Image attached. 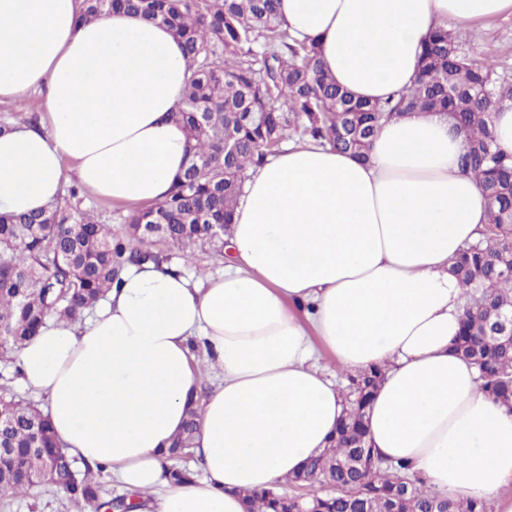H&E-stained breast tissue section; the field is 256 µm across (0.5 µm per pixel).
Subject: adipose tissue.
Wrapping results in <instances>:
<instances>
[{
	"label": "adipose tissue",
	"instance_id": "obj_1",
	"mask_svg": "<svg viewBox=\"0 0 512 512\" xmlns=\"http://www.w3.org/2000/svg\"><path fill=\"white\" fill-rule=\"evenodd\" d=\"M512 16V0H278L277 21L314 41L324 73L356 98L411 87L435 30ZM188 68L163 26L77 0H0V103L42 96V120L0 134V214L41 210L75 181L116 204L165 199L187 136L172 114ZM437 113L385 123L368 160L313 142L250 169L224 259L200 282L134 268L83 322H51L17 358L57 440L107 466L140 512H245L329 445L348 403L314 361L381 366L372 448L455 500L512 512V410L452 343L467 297L449 272L488 223ZM223 379L201 394L189 342ZM200 399L202 478L173 483L164 453Z\"/></svg>",
	"mask_w": 512,
	"mask_h": 512
}]
</instances>
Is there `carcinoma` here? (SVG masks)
I'll list each match as a JSON object with an SVG mask.
<instances>
[{
    "label": "carcinoma",
    "instance_id": "carcinoma-1",
    "mask_svg": "<svg viewBox=\"0 0 512 512\" xmlns=\"http://www.w3.org/2000/svg\"><path fill=\"white\" fill-rule=\"evenodd\" d=\"M123 9L166 26L182 43L189 77L173 118L191 142L187 165L169 196L136 208L121 235L72 205L75 190L30 215H0V359L12 360L51 318L74 322L121 283L131 267L169 260L154 244L224 253V236L248 170L280 150L290 135L361 156L379 128L405 112L442 113L464 134L461 169L472 175L488 205V229L464 248L450 272L480 299L465 312L456 351L473 364L486 393L512 408V345L483 334L490 311L512 308V152L494 134L493 118L512 101V79L496 64L470 55L458 35H430L413 85L385 103L355 100L321 70L314 41H298L276 21V0H80L94 19ZM233 148L224 152V143ZM380 367L346 375L350 406L334 443L287 482L243 494L246 512H487L485 502L454 501L430 492L399 462L374 457L364 426ZM199 419L189 412L168 456L192 448ZM0 492L54 489L78 512H136L138 495L106 500L89 465L57 445L37 405L0 388ZM57 459L42 479L35 455Z\"/></svg>",
    "mask_w": 512,
    "mask_h": 512
}]
</instances>
